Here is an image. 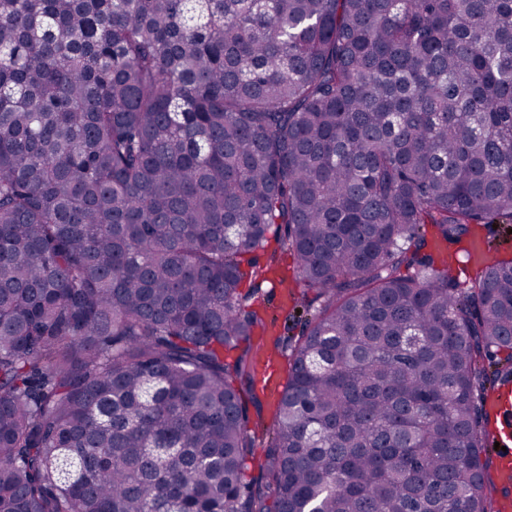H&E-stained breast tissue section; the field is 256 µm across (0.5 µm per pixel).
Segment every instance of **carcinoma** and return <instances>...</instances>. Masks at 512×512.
<instances>
[{"label":"carcinoma","mask_w":512,"mask_h":512,"mask_svg":"<svg viewBox=\"0 0 512 512\" xmlns=\"http://www.w3.org/2000/svg\"><path fill=\"white\" fill-rule=\"evenodd\" d=\"M493 224L512 0H0V512H494L512 259L424 234ZM447 253H450L456 259L454 265V274L457 276L460 282L469 281L470 275L472 274V268L470 264L467 263V256L462 251L464 248L468 247V239H464L461 243H445L442 242ZM275 274V275H274ZM267 282L261 284L258 290V303L265 310L266 323L269 329L275 330L273 336H298L305 324L307 318L319 308L320 302H311L313 294H305L306 286L304 282L296 276L295 262L288 253L282 254L279 263L268 275ZM284 278L288 288L295 293L294 301L297 306L294 308V302L288 307L279 306V279ZM274 337V338H275Z\"/></svg>","instance_id":"carcinoma-1"}]
</instances>
